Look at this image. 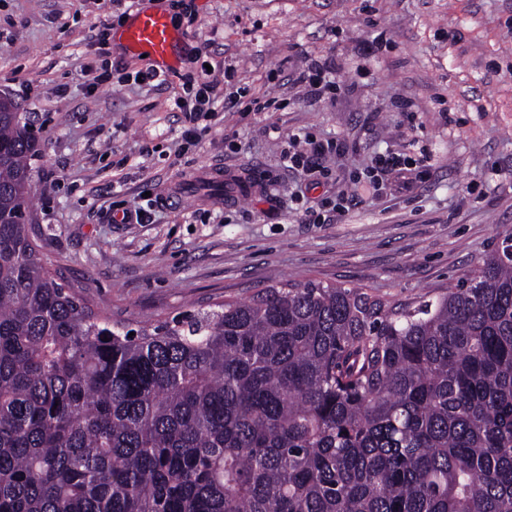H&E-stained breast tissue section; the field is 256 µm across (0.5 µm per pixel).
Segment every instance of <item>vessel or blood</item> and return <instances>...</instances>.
<instances>
[{"instance_id":"1","label":"vessel or blood","mask_w":512,"mask_h":512,"mask_svg":"<svg viewBox=\"0 0 512 512\" xmlns=\"http://www.w3.org/2000/svg\"><path fill=\"white\" fill-rule=\"evenodd\" d=\"M117 38L130 55L147 56L160 74L167 73L173 66L181 44V37L168 15L155 9L133 11Z\"/></svg>"}]
</instances>
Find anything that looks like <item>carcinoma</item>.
Returning <instances> with one entry per match:
<instances>
[{
	"instance_id": "carcinoma-1",
	"label": "carcinoma",
	"mask_w": 512,
	"mask_h": 512,
	"mask_svg": "<svg viewBox=\"0 0 512 512\" xmlns=\"http://www.w3.org/2000/svg\"><path fill=\"white\" fill-rule=\"evenodd\" d=\"M0 101V512H512V237L429 300L309 280L136 327L26 232Z\"/></svg>"
}]
</instances>
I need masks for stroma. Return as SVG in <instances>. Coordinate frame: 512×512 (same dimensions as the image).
<instances>
[{
    "mask_svg": "<svg viewBox=\"0 0 512 512\" xmlns=\"http://www.w3.org/2000/svg\"><path fill=\"white\" fill-rule=\"evenodd\" d=\"M136 5L168 13L176 65L161 86L95 85L117 64L148 69L92 39ZM314 60L334 67L336 97L311 99L297 81ZM206 62L219 84L232 64L236 86L279 109L217 112L185 150L173 100ZM0 94L39 144L30 237L125 322L244 300L275 278L428 299L512 232V0H0ZM292 133L340 139L319 184L283 166ZM384 149L429 164L356 189ZM215 164L229 187L218 202L190 180ZM174 186L181 198H168ZM334 200L342 213L305 222ZM138 209L151 222L136 223Z\"/></svg>",
    "mask_w": 512,
    "mask_h": 512,
    "instance_id": "stroma-1",
    "label": "stroma"
}]
</instances>
